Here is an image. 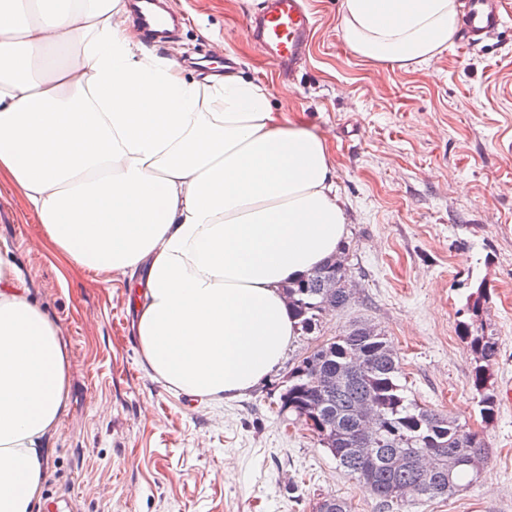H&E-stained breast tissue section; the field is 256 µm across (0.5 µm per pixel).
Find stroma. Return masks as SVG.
Segmentation results:
<instances>
[{
    "mask_svg": "<svg viewBox=\"0 0 512 512\" xmlns=\"http://www.w3.org/2000/svg\"><path fill=\"white\" fill-rule=\"evenodd\" d=\"M487 45L407 70L359 59L340 37L342 0H308L315 27L294 87L250 40L247 0H171L184 18L159 55L201 79L213 63L266 85L274 109L323 135L344 200L341 257L352 298L298 334L281 367L224 402L151 378L133 333L129 279L81 271L49 241L24 199L0 184V261L58 323L70 364L69 406L49 440L43 498L72 512H388L339 469L310 428L279 413L290 371L332 337L368 324L397 352L419 405L483 437L477 481L395 512H512V0ZM495 337L497 398L483 420L479 364L461 325Z\"/></svg>",
    "mask_w": 512,
    "mask_h": 512,
    "instance_id": "stroma-1",
    "label": "stroma"
}]
</instances>
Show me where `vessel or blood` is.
Wrapping results in <instances>:
<instances>
[{"mask_svg": "<svg viewBox=\"0 0 512 512\" xmlns=\"http://www.w3.org/2000/svg\"><path fill=\"white\" fill-rule=\"evenodd\" d=\"M132 21L152 44L163 45L180 25L168 0H129ZM500 0H466L461 17L464 45L475 48L502 25ZM313 17L304 0H263L247 33L282 70L294 71L309 46Z\"/></svg>", "mask_w": 512, "mask_h": 512, "instance_id": "b4317fda", "label": "vessel or blood"}]
</instances>
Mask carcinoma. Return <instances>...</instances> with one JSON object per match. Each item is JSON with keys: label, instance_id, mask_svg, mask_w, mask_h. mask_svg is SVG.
<instances>
[{"label": "carcinoma", "instance_id": "carcinoma-1", "mask_svg": "<svg viewBox=\"0 0 512 512\" xmlns=\"http://www.w3.org/2000/svg\"><path fill=\"white\" fill-rule=\"evenodd\" d=\"M348 278L345 266L323 265L288 288L295 316L305 333L317 330L327 315L326 296L333 298L336 309L347 304ZM462 337L482 362L474 375V384L480 388L486 382L487 366L498 356V341L473 333L467 325ZM352 366L360 369L355 378L326 396L325 405H319L314 379L343 373ZM400 376V361L388 339L372 326L361 324L304 358L290 371L282 394L288 399V412L311 423L318 439L326 441V450L336 464L388 507L457 494L466 480L478 477V469L467 464L468 458L485 457L486 448L480 436L457 419L410 400ZM361 404L373 407L383 425V431L366 448L355 447L353 440L354 409ZM429 437L443 439L446 447H427ZM316 512H351V507L342 499L328 498L318 503Z\"/></svg>", "mask_w": 512, "mask_h": 512}]
</instances>
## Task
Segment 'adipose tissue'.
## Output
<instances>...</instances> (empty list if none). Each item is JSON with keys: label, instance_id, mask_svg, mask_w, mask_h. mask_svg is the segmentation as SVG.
<instances>
[{"label": "adipose tissue", "instance_id": "obj_1", "mask_svg": "<svg viewBox=\"0 0 512 512\" xmlns=\"http://www.w3.org/2000/svg\"><path fill=\"white\" fill-rule=\"evenodd\" d=\"M458 0H343L362 60L441 56ZM326 140L239 73L189 81L142 42L126 0H0V181L76 267L135 275L139 358L213 401L279 369L285 285L347 235ZM56 321L0 262V512H41L46 442L68 405Z\"/></svg>", "mask_w": 512, "mask_h": 512}]
</instances>
